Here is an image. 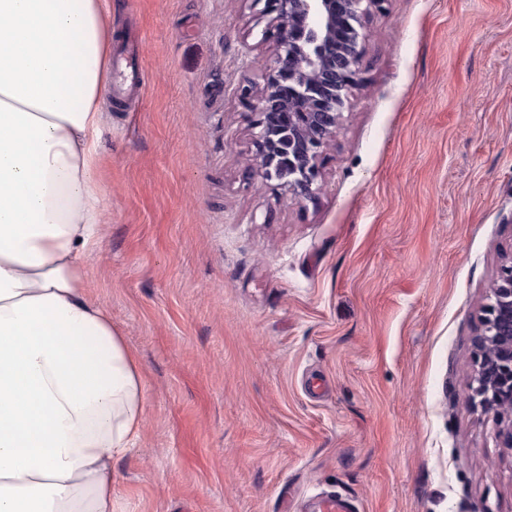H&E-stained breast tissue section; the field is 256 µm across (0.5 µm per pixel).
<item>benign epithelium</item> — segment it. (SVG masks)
<instances>
[{
    "label": "benign epithelium",
    "mask_w": 512,
    "mask_h": 512,
    "mask_svg": "<svg viewBox=\"0 0 512 512\" xmlns=\"http://www.w3.org/2000/svg\"><path fill=\"white\" fill-rule=\"evenodd\" d=\"M272 42L263 86L241 89L253 109L255 174L297 202L322 191L320 160L358 84L363 21L385 0H250ZM471 403L495 414L498 438L512 448V250L500 254L474 338Z\"/></svg>",
    "instance_id": "7a95c632"
}]
</instances>
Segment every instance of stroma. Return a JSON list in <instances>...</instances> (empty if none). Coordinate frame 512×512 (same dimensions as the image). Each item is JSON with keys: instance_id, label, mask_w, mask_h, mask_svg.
<instances>
[{"instance_id": "stroma-1", "label": "stroma", "mask_w": 512, "mask_h": 512, "mask_svg": "<svg viewBox=\"0 0 512 512\" xmlns=\"http://www.w3.org/2000/svg\"><path fill=\"white\" fill-rule=\"evenodd\" d=\"M90 299L137 361L117 512H512V450L468 402L472 338L512 247V0H388L297 203L256 189L271 44L249 0H111Z\"/></svg>"}]
</instances>
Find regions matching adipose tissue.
<instances>
[{"instance_id": "adipose-tissue-1", "label": "adipose tissue", "mask_w": 512, "mask_h": 512, "mask_svg": "<svg viewBox=\"0 0 512 512\" xmlns=\"http://www.w3.org/2000/svg\"><path fill=\"white\" fill-rule=\"evenodd\" d=\"M109 0H0V512H114L143 390L87 296Z\"/></svg>"}]
</instances>
